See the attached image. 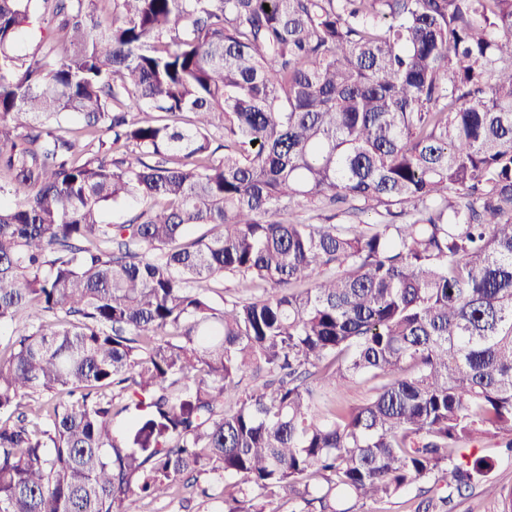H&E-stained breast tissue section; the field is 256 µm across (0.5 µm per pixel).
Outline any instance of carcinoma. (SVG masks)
<instances>
[{
    "instance_id": "carcinoma-1",
    "label": "carcinoma",
    "mask_w": 512,
    "mask_h": 512,
    "mask_svg": "<svg viewBox=\"0 0 512 512\" xmlns=\"http://www.w3.org/2000/svg\"><path fill=\"white\" fill-rule=\"evenodd\" d=\"M0 178V512H512V0H0ZM479 447L484 448L483 454L494 458L495 466L490 473V479L499 487L512 488V458L498 454L497 440L485 439ZM440 510L445 512H500V503L483 492L480 484L473 486L461 497H454L451 503Z\"/></svg>"
}]
</instances>
